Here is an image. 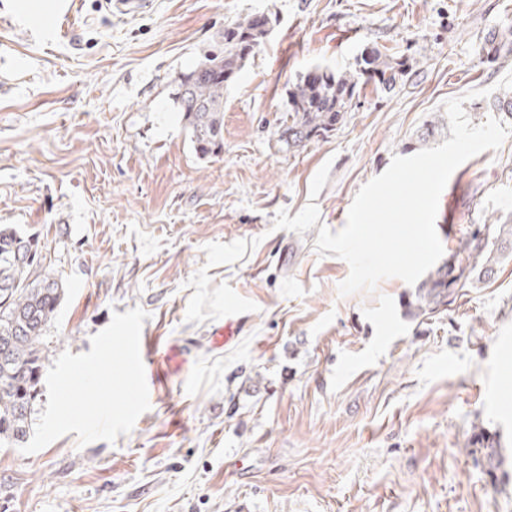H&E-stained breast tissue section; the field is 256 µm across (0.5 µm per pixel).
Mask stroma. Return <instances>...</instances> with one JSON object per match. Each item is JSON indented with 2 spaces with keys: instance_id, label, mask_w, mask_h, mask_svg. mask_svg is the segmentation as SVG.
<instances>
[{
  "instance_id": "1",
  "label": "stroma",
  "mask_w": 512,
  "mask_h": 512,
  "mask_svg": "<svg viewBox=\"0 0 512 512\" xmlns=\"http://www.w3.org/2000/svg\"><path fill=\"white\" fill-rule=\"evenodd\" d=\"M39 2L73 23L0 0V225L38 239L62 288L43 367L147 312L150 408L112 444L0 447V512H512V253L415 316L398 278L340 296L347 262L314 247L447 100L512 72L484 50L512 0ZM257 12L270 34L224 91L222 153L200 157L175 80ZM374 46L412 59L410 79L283 151L289 83ZM486 224H512V133L440 196L457 265Z\"/></svg>"
}]
</instances>
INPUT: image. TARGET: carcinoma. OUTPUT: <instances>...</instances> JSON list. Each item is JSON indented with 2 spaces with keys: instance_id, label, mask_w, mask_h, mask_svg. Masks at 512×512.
<instances>
[{
  "instance_id": "1",
  "label": "carcinoma",
  "mask_w": 512,
  "mask_h": 512,
  "mask_svg": "<svg viewBox=\"0 0 512 512\" xmlns=\"http://www.w3.org/2000/svg\"><path fill=\"white\" fill-rule=\"evenodd\" d=\"M270 31V18L249 14L224 27L219 44L206 51L191 70L176 79L175 101L192 134L195 152L203 157L224 149V87L254 56ZM488 54L512 55V39L487 37ZM409 74L405 62L373 47L361 57L359 72L316 67L286 90L288 119L278 130V143L297 152L314 138L336 130L364 85L391 89ZM492 227L477 228L459 241L468 265L449 261L430 271L409 303L414 315L433 313L451 302L455 288L476 275L492 273L506 249H512V225H499L497 246H489ZM62 289L41 266L37 244L0 226V444L18 445L30 434L33 403L39 395L41 345L55 316Z\"/></svg>"
}]
</instances>
